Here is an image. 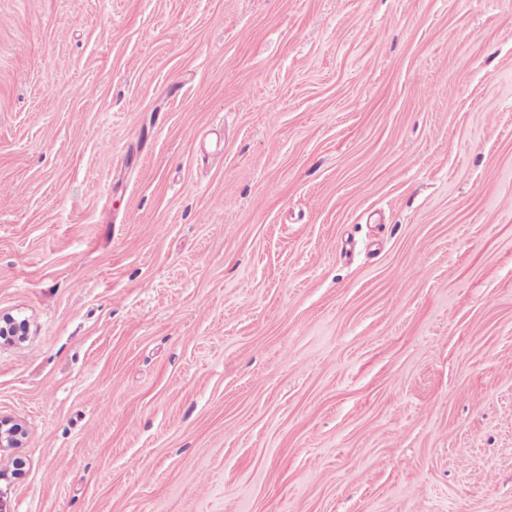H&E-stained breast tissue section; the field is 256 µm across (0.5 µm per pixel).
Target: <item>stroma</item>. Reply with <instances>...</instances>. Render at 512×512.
I'll return each mask as SVG.
<instances>
[{
    "mask_svg": "<svg viewBox=\"0 0 512 512\" xmlns=\"http://www.w3.org/2000/svg\"><path fill=\"white\" fill-rule=\"evenodd\" d=\"M0 512H512V0H0ZM25 433L20 423L0 416V453L21 448Z\"/></svg>",
    "mask_w": 512,
    "mask_h": 512,
    "instance_id": "stroma-1",
    "label": "stroma"
}]
</instances>
